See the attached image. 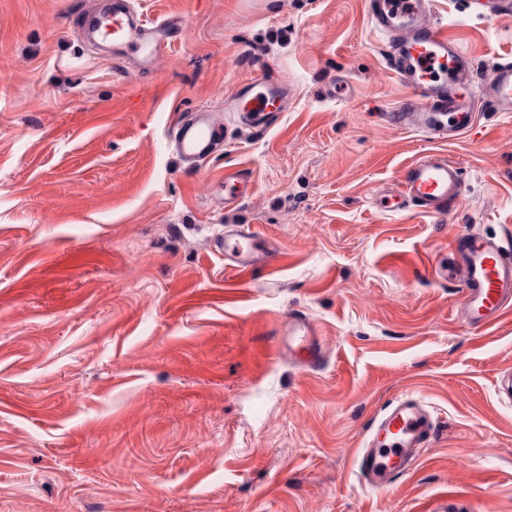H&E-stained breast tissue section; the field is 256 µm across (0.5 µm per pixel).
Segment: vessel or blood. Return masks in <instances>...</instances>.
<instances>
[{
    "mask_svg": "<svg viewBox=\"0 0 512 512\" xmlns=\"http://www.w3.org/2000/svg\"><path fill=\"white\" fill-rule=\"evenodd\" d=\"M365 5L370 24L386 39L389 68L409 91L408 100L389 113V120L449 141L475 128L479 101L497 111L512 112V61L497 64L480 96L470 95L473 61L449 34L447 23L433 19V0H365ZM184 30L183 16L151 20L135 8L133 0H109L104 9L84 13L78 26L79 36L109 47L113 58L134 59L142 73L154 71L163 50ZM258 70V77L240 85L225 109L239 124L263 132L285 111L292 90L268 66L259 65ZM168 140L181 163L196 167L222 145L224 125L212 110L199 107L170 127ZM251 190L252 180L245 172L225 174V209H233ZM464 196L458 163L429 151L404 166L395 188L378 202L387 212L413 207L444 218ZM214 247L231 270L270 266L277 259L270 242L246 224L225 225ZM452 251L456 260L448 276L459 288V313L470 326L493 327L512 311V246L463 228L453 237ZM284 334L291 357L309 370L321 366L324 347L316 325L305 314L289 313ZM436 427V417L420 397L405 393L390 400L375 416L363 448L355 455L365 486L383 490L408 473Z\"/></svg>",
    "mask_w": 512,
    "mask_h": 512,
    "instance_id": "b4317fda",
    "label": "vessel or blood"
}]
</instances>
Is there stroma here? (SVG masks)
Segmentation results:
<instances>
[{"label":"stroma","mask_w":512,"mask_h":512,"mask_svg":"<svg viewBox=\"0 0 512 512\" xmlns=\"http://www.w3.org/2000/svg\"><path fill=\"white\" fill-rule=\"evenodd\" d=\"M92 0H0V512H512V315L458 312L455 230L512 241V112L482 105L447 145L466 194L449 220L373 196L436 144L390 124L408 96L364 0H134L187 16L141 75L80 38ZM474 62L512 61V16L436 0ZM266 61L294 89L261 134L232 130L193 171L166 131L223 112ZM250 196L222 203L224 172ZM247 224L271 267L224 268ZM299 310L326 359L301 368ZM421 395L430 447L392 488L354 456L392 398ZM288 355L309 370L318 369L323 361L324 347L316 325L301 312H290L284 320Z\"/></svg>","instance_id":"35a3bbf8"}]
</instances>
